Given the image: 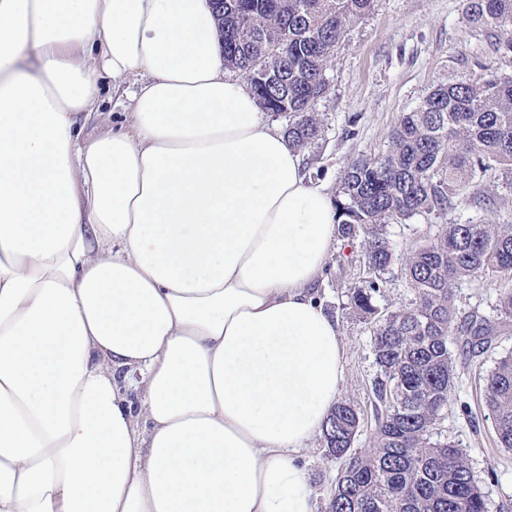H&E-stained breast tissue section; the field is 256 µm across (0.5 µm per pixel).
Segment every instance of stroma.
Segmentation results:
<instances>
[{
    "label": "stroma",
    "instance_id": "stroma-1",
    "mask_svg": "<svg viewBox=\"0 0 512 512\" xmlns=\"http://www.w3.org/2000/svg\"><path fill=\"white\" fill-rule=\"evenodd\" d=\"M496 37L470 24L461 0H376L373 11L351 20L327 63L329 90L315 112L321 135L304 149L305 170L313 181L337 193L347 165L363 155L388 150L390 133L402 113L411 111L432 87L482 77L486 66L512 72V58L501 56ZM468 194L485 196L481 205L435 211L391 224L386 235L395 258L384 274L385 290L378 306H406L414 292L401 272L406 256L433 239L440 227L469 219L512 224V180L498 171L477 176ZM368 276L361 240L341 241L331 251L323 275L313 289L317 301L335 319L344 346L343 400L356 408L360 427L355 451L369 448L376 435L379 408L368 326L347 306L350 288ZM508 278L478 275L460 281L455 304L461 315L496 318V300L511 285ZM456 374L448 403L434 426L435 434L459 442L487 503L488 512H512V451L501 448L494 417L484 398V379L497 359L512 353V326L492 337L490 346L470 363L462 338H451ZM310 475L318 508H325L339 463L327 456L320 438H312L299 454Z\"/></svg>",
    "mask_w": 512,
    "mask_h": 512
}]
</instances>
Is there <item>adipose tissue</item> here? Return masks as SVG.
Masks as SVG:
<instances>
[{
  "label": "adipose tissue",
  "instance_id": "adipose-tissue-1",
  "mask_svg": "<svg viewBox=\"0 0 512 512\" xmlns=\"http://www.w3.org/2000/svg\"><path fill=\"white\" fill-rule=\"evenodd\" d=\"M336 237L209 0H0V512H316ZM107 83L102 93L101 110L93 113L85 122L84 133H98L112 128V124L120 123L124 120V113L129 112L128 101L125 97L112 94V87ZM111 87V89H110Z\"/></svg>",
  "mask_w": 512,
  "mask_h": 512
}]
</instances>
